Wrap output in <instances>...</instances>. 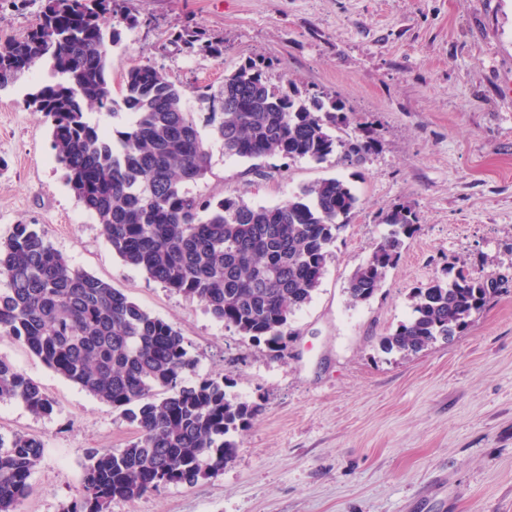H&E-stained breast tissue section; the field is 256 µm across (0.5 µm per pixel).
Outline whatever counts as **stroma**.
Masks as SVG:
<instances>
[{
    "label": "stroma",
    "instance_id": "35a3bbf8",
    "mask_svg": "<svg viewBox=\"0 0 512 512\" xmlns=\"http://www.w3.org/2000/svg\"><path fill=\"white\" fill-rule=\"evenodd\" d=\"M45 0H0V36H24ZM151 25L109 48L111 78L148 61L180 89L200 127L209 167L196 193L273 206L328 177L359 206L330 247L312 300L276 352L215 321L197 300L125 265L65 184L50 124L28 108L47 77L36 64L0 91V237L15 224L44 231L71 264L173 324L197 377H224L228 396L259 404L222 472L168 484L109 512H512V0H126ZM204 27L220 57L173 44ZM257 61L273 83L341 99L379 131L359 164L342 152L315 163L278 155L225 156L199 96ZM274 172L255 177L254 167ZM417 215L413 235L367 302L346 294L354 268L389 231L396 205ZM504 283L451 341L404 355L382 337L407 321L415 289L447 280L450 263ZM0 360L39 383L52 413L0 401V438L39 437L44 452L17 512H63L92 448L138 437L120 411L60 377L0 335Z\"/></svg>",
    "mask_w": 512,
    "mask_h": 512
}]
</instances>
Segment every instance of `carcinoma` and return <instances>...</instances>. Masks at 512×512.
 I'll return each instance as SVG.
<instances>
[{"label":"carcinoma","instance_id":"cac0c4a2","mask_svg":"<svg viewBox=\"0 0 512 512\" xmlns=\"http://www.w3.org/2000/svg\"><path fill=\"white\" fill-rule=\"evenodd\" d=\"M122 0H46L39 22L22 38L0 39V90L43 61L49 79L27 105L50 122L55 158L66 185L101 224L121 260L148 279L198 300L217 321L255 343L283 347L290 317L321 283L329 247L358 208L338 177L306 184L273 207L241 197L217 199L189 186L204 178L201 132L165 73L136 63L114 96L106 43L122 42ZM189 53H222L206 30L179 35ZM214 132L239 159L279 155L321 163L347 145L350 164L379 143L377 132L348 144L332 131L349 123L334 97L302 96L274 84L255 64L224 77ZM125 119L117 139L90 119ZM417 216L399 205L386 215L389 234L352 272V305L368 301L398 262ZM0 334L21 342L49 369L122 412L139 432L125 448H92L79 497L66 512H107L112 500L134 499L167 484L194 485L224 469L234 435L260 406L227 396L224 378L184 384L195 359L171 324L151 316L121 291L75 268L46 235L15 225L0 240ZM503 279L460 267L446 282L419 288L409 319L382 348L418 353L448 341L500 291ZM20 399L36 414L53 402L40 385L0 361V400ZM41 439L0 440V512H16L28 494Z\"/></svg>","mask_w":512,"mask_h":512}]
</instances>
